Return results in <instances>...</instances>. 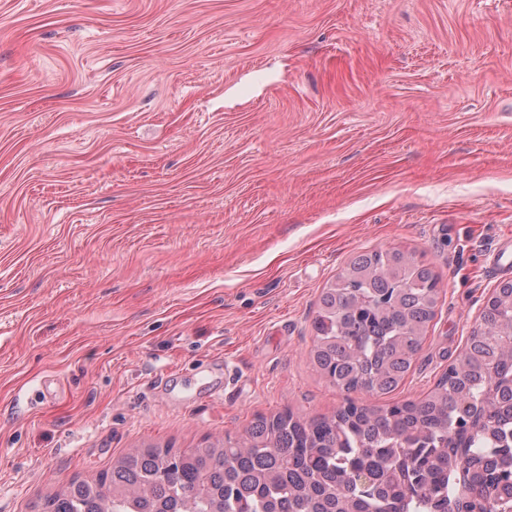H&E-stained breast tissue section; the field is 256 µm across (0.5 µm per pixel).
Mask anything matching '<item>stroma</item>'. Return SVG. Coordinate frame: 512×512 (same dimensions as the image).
<instances>
[{
    "label": "stroma",
    "mask_w": 512,
    "mask_h": 512,
    "mask_svg": "<svg viewBox=\"0 0 512 512\" xmlns=\"http://www.w3.org/2000/svg\"><path fill=\"white\" fill-rule=\"evenodd\" d=\"M508 236L512 0H0V512L336 412L310 320L365 251L439 279L374 401L421 398Z\"/></svg>",
    "instance_id": "1"
}]
</instances>
